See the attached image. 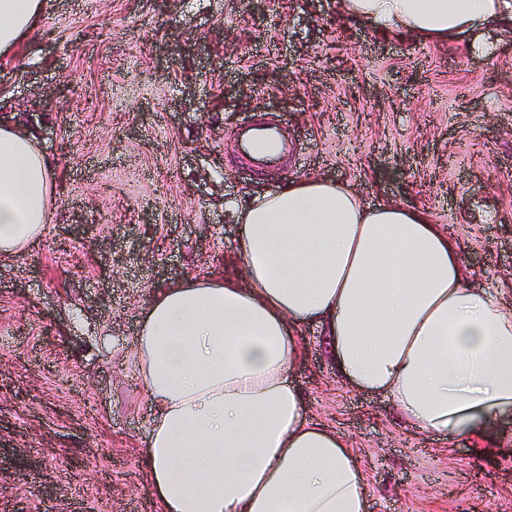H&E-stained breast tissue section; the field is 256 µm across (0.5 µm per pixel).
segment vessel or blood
<instances>
[{"mask_svg": "<svg viewBox=\"0 0 512 512\" xmlns=\"http://www.w3.org/2000/svg\"><path fill=\"white\" fill-rule=\"evenodd\" d=\"M234 141L238 156L255 171L278 166L295 150L285 128H277L260 120L238 126Z\"/></svg>", "mask_w": 512, "mask_h": 512, "instance_id": "obj_1", "label": "vessel or blood"}]
</instances>
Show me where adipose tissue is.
I'll list each match as a JSON object with an SVG mask.
<instances>
[{
	"label": "adipose tissue",
	"instance_id": "adipose-tissue-1",
	"mask_svg": "<svg viewBox=\"0 0 512 512\" xmlns=\"http://www.w3.org/2000/svg\"><path fill=\"white\" fill-rule=\"evenodd\" d=\"M351 20L419 42L512 27V0H342ZM46 0H0V55ZM56 174L33 133L0 123V258L51 221ZM245 282L192 275L152 294L132 344L154 406L140 463L159 512H366L357 458L306 418L288 378L318 326L347 384L420 431L480 438L512 413V311L468 285L459 244L422 210L371 206L317 177L237 209Z\"/></svg>",
	"mask_w": 512,
	"mask_h": 512
}]
</instances>
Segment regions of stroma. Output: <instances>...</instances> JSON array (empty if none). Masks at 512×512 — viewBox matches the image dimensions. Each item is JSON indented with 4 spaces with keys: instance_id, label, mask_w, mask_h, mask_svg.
Returning <instances> with one entry per match:
<instances>
[{
    "instance_id": "stroma-1",
    "label": "stroma",
    "mask_w": 512,
    "mask_h": 512,
    "mask_svg": "<svg viewBox=\"0 0 512 512\" xmlns=\"http://www.w3.org/2000/svg\"><path fill=\"white\" fill-rule=\"evenodd\" d=\"M297 154L250 169L259 115ZM61 185L38 248L0 259V512H158L139 454L153 406L125 355L158 289L237 277L234 200L314 175L428 213L474 287L512 308V31L441 44L352 21L340 0H47L0 60ZM290 376L347 440L368 512H512V414L483 444L406 425L340 380L305 327Z\"/></svg>"
}]
</instances>
